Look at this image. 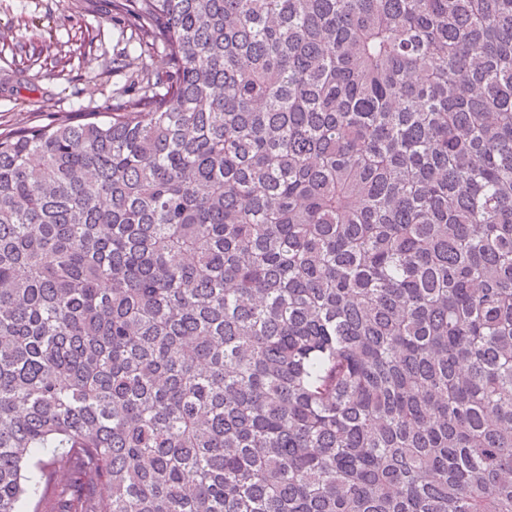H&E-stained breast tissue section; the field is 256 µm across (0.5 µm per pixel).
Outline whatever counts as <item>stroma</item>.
I'll list each match as a JSON object with an SVG mask.
<instances>
[{"instance_id": "obj_1", "label": "stroma", "mask_w": 512, "mask_h": 512, "mask_svg": "<svg viewBox=\"0 0 512 512\" xmlns=\"http://www.w3.org/2000/svg\"><path fill=\"white\" fill-rule=\"evenodd\" d=\"M137 48L109 0H0V132L111 110Z\"/></svg>"}]
</instances>
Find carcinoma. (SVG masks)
<instances>
[{
  "mask_svg": "<svg viewBox=\"0 0 512 512\" xmlns=\"http://www.w3.org/2000/svg\"><path fill=\"white\" fill-rule=\"evenodd\" d=\"M111 12L0 133V512H512V0Z\"/></svg>",
  "mask_w": 512,
  "mask_h": 512,
  "instance_id": "cac0c4a2",
  "label": "carcinoma"
}]
</instances>
